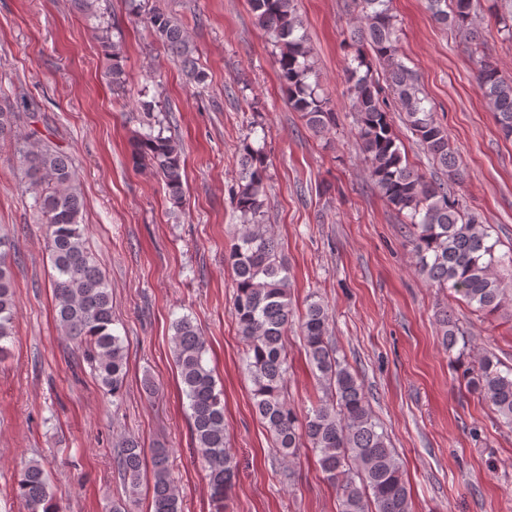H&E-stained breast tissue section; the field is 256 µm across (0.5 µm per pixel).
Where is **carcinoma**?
<instances>
[{"label":"carcinoma","mask_w":512,"mask_h":512,"mask_svg":"<svg viewBox=\"0 0 512 512\" xmlns=\"http://www.w3.org/2000/svg\"><path fill=\"white\" fill-rule=\"evenodd\" d=\"M99 3L73 0L81 15L99 20L100 40L111 61L106 76L112 91L119 93L126 84L122 42L113 40V26L104 20ZM390 4L391 0H353L360 19L354 37L372 56L369 60L358 49L347 67L360 147L376 187L409 224L419 275L430 285L459 296L474 311L493 314L506 300L495 243L490 241L489 227L481 216L460 209L448 190V183L461 178L455 153L447 129L426 105L414 71L403 61L399 27ZM427 4L436 21L456 29L470 40L471 50L478 51L482 40L474 24V0H427ZM249 5L277 49L275 62L291 109L302 113L313 131L327 129L336 122V114L318 92V82H310V47L294 0H249ZM149 23L163 46L181 59L187 75L199 83L204 81L181 28L160 12L152 13ZM375 63L384 71V87L374 78ZM477 79L501 131L511 136L512 81L485 60ZM393 102L405 112L410 132L444 171L446 181L427 180L401 151L393 128ZM16 114L11 103L0 102V141L14 143L33 195L37 223L47 228L55 321L67 340L83 348L102 388L116 398L126 377L124 339L113 332L111 289L99 260L86 247L81 227L85 202L73 165L67 155L50 145H27L17 128ZM131 157L163 180L174 206L182 204L183 160L178 141L161 131L141 133L131 142ZM266 177L262 148L244 144L233 198L245 230L233 243L230 260L236 288L233 315L246 343L244 366L255 411L284 458H295L301 440L307 441L322 473L336 485L340 512H412L410 490L385 432L373 417L364 383L330 342L328 309L314 294L309 295L299 327L307 362L322 395L311 403L302 420L288 405L285 333L294 314L288 265L262 224ZM11 247V242L0 235L1 357L13 336L16 313L8 262ZM440 326L448 351L460 344L462 348L457 349L464 352L468 340L456 320L445 312ZM172 330L191 437L206 470L216 512H224L238 469L227 448L223 393L217 390L213 370L205 360L207 348L198 327L182 316L174 320ZM468 378L470 387L512 426V369L501 370L500 363L486 355L468 371ZM144 463L145 450L137 438L127 436L119 441L114 465L130 501L139 494ZM151 464L152 512H181L178 487L164 449L153 452ZM12 495L23 503L26 512H61L37 460L23 467Z\"/></svg>","instance_id":"carcinoma-1"}]
</instances>
